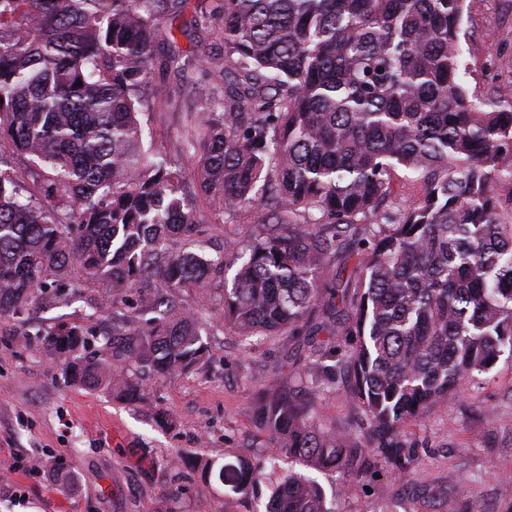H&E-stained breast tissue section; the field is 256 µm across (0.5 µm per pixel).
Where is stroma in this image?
Returning a JSON list of instances; mask_svg holds the SVG:
<instances>
[{"mask_svg":"<svg viewBox=\"0 0 512 512\" xmlns=\"http://www.w3.org/2000/svg\"><path fill=\"white\" fill-rule=\"evenodd\" d=\"M197 4L189 0L181 31L169 32L166 19L158 21V55L192 51L203 63L186 71L154 68L171 102L144 106L145 146L174 142L192 86L207 82L223 53L215 32L190 27ZM463 32L469 94L484 98L492 86L511 82L512 0H467ZM193 209L201 230L217 239L242 244L253 229L247 214L227 224L203 200H194ZM111 292L106 285L76 291L66 306L32 310L23 327L0 319V512H165L174 489L180 512H264L269 481L232 499L221 484L204 487L201 464L242 456L269 467L275 442L252 407L271 382L303 371L306 348L284 336L242 343L219 321L216 293L190 291L182 300L209 346L207 359L161 381L143 374L144 400L119 402L73 383L36 335L61 323L111 326V313L94 322L87 316L89 298ZM317 415L354 431L365 418L341 390L320 394ZM407 437L418 455L411 484L385 470L347 487L334 472L319 474L341 512H440L449 496L457 498L459 512H512V352L447 403L431 407ZM17 454L30 458L34 470H11ZM54 468L71 473L73 483L55 482Z\"/></svg>","mask_w":512,"mask_h":512,"instance_id":"1","label":"stroma"}]
</instances>
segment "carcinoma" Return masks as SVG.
<instances>
[{"label":"carcinoma","mask_w":512,"mask_h":512,"mask_svg":"<svg viewBox=\"0 0 512 512\" xmlns=\"http://www.w3.org/2000/svg\"><path fill=\"white\" fill-rule=\"evenodd\" d=\"M208 2L193 22L224 43L220 81L195 88L173 152L196 160L227 222L245 211L256 225L214 257L180 247L198 232L185 176L143 146L144 102L168 100L152 77L157 14L172 23L189 0H0V142L49 170L33 200L0 153V318L67 304L73 267L80 283L154 289L150 318L117 294L110 331L36 332L60 339L73 382L139 402L140 375L206 357L179 296L234 266L224 325L313 345L305 375L254 409L279 455L344 482L407 480V426L512 352V84L469 96L466 0ZM397 170L420 188L410 204L392 196ZM91 337L96 353L76 354ZM340 372L363 444L317 417L316 384ZM218 478L247 496L263 472L239 458ZM265 512L335 509L290 468Z\"/></svg>","instance_id":"1"}]
</instances>
